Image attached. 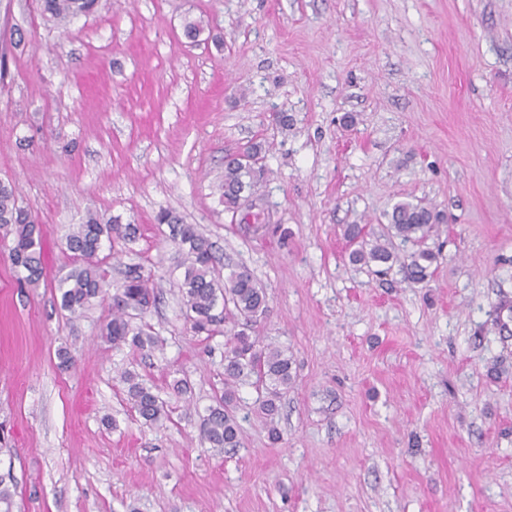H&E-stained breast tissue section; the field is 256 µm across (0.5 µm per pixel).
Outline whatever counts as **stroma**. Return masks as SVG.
<instances>
[{
	"label": "stroma",
	"mask_w": 512,
	"mask_h": 512,
	"mask_svg": "<svg viewBox=\"0 0 512 512\" xmlns=\"http://www.w3.org/2000/svg\"><path fill=\"white\" fill-rule=\"evenodd\" d=\"M188 20L210 39L189 43ZM2 45L0 181L44 234L37 284L0 251L13 512H512V0H99L65 26L0 0ZM251 140L269 170L258 226L217 191ZM406 200L445 217L422 284L351 264L343 237ZM163 209L248 268L268 298L255 333L293 361L274 420L239 387L242 445L220 456L199 425L225 337L184 319ZM90 211L136 227L104 268L116 288L128 266L155 274L143 319L163 349L107 343L112 299L59 310L64 236ZM131 366L168 420L135 414Z\"/></svg>",
	"instance_id": "stroma-1"
}]
</instances>
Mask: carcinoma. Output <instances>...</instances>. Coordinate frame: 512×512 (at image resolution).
Wrapping results in <instances>:
<instances>
[{"label":"carcinoma","mask_w":512,"mask_h":512,"mask_svg":"<svg viewBox=\"0 0 512 512\" xmlns=\"http://www.w3.org/2000/svg\"><path fill=\"white\" fill-rule=\"evenodd\" d=\"M98 0H41L42 14L53 20H72L95 11ZM263 145L251 143L230 156L224 163V176L218 184L224 211L234 215L245 202L260 196L267 178L263 164ZM156 223L168 225L171 238L183 256V280L179 290L186 309V320L195 335H213L224 324L227 336L224 350V395L206 409L200 423L201 439L216 453L240 446L234 414L237 386L246 380L258 391L265 392L258 401V410L267 417L278 413L279 402L294 383L292 360L287 351L263 344L254 335L258 321L265 316L268 300L249 270L230 266L221 275L213 245L194 224H186L172 210H162ZM390 224L368 244L366 227L352 225L346 230L349 242L355 245L350 254L354 264L369 266L399 264L410 284H421L438 255L415 249L401 254L393 239L419 245L437 232L443 223L442 214L422 201L397 203L389 218ZM0 228L8 238L5 248L12 263L28 272L25 281L35 283L42 275V228L25 207L18 205L10 184L0 182ZM131 224H119L116 217L108 219L90 211L80 224L73 225L65 236L71 253L70 268L54 280L56 302L72 314L82 315L109 294V284L100 257L105 242L115 238L135 237ZM156 302L151 275L137 265L127 267L119 294L114 298L112 318L103 326L101 336L112 346H128L133 350L154 349L162 345L145 324L133 319L147 312ZM132 408L145 421L156 424L168 417L166 402L154 392L153 386L134 370L121 374Z\"/></svg>","instance_id":"carcinoma-1"}]
</instances>
